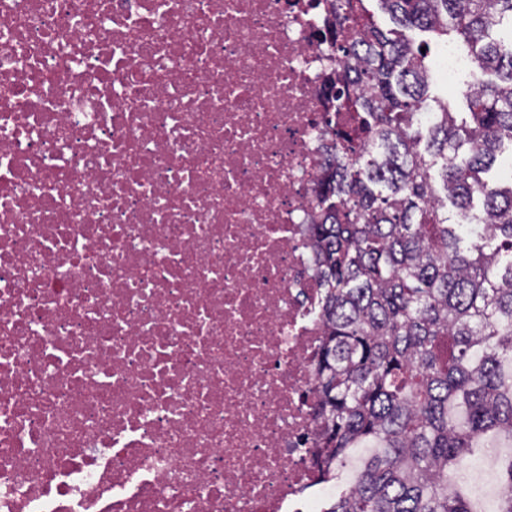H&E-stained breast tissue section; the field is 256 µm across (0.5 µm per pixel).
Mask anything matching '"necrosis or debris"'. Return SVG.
Instances as JSON below:
<instances>
[{"mask_svg":"<svg viewBox=\"0 0 512 512\" xmlns=\"http://www.w3.org/2000/svg\"><path fill=\"white\" fill-rule=\"evenodd\" d=\"M330 0H0V512H322Z\"/></svg>","mask_w":512,"mask_h":512,"instance_id":"1","label":"necrosis or debris"}]
</instances>
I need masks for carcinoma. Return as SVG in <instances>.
Instances as JSON below:
<instances>
[{"instance_id":"cac0c4a2","label":"carcinoma","mask_w":512,"mask_h":512,"mask_svg":"<svg viewBox=\"0 0 512 512\" xmlns=\"http://www.w3.org/2000/svg\"><path fill=\"white\" fill-rule=\"evenodd\" d=\"M475 64L459 120L430 92V49L382 30L363 0H333L351 24L335 88L360 149L335 133L307 227L325 288L313 407L325 478L360 453L324 512H475L457 477L481 440L512 443V182L483 178L512 145V41L492 38L512 0H377ZM512 512V453L499 457Z\"/></svg>"}]
</instances>
